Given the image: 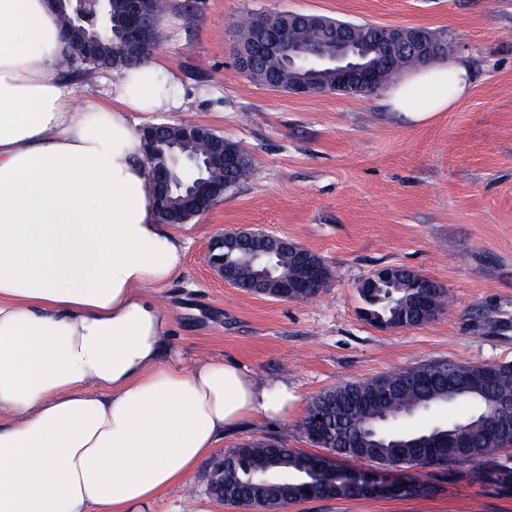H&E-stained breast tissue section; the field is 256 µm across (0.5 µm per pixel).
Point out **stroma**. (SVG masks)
Masks as SVG:
<instances>
[{"label": "stroma", "mask_w": 512, "mask_h": 512, "mask_svg": "<svg viewBox=\"0 0 512 512\" xmlns=\"http://www.w3.org/2000/svg\"><path fill=\"white\" fill-rule=\"evenodd\" d=\"M297 11L352 22L421 26L447 34L475 77L447 112H391L383 90L295 96L247 76L234 32L245 18ZM155 53L184 106L148 124L185 119L236 143L251 174L205 215L179 227L189 241L181 273L157 295L172 343L187 360L222 357L299 400L285 422L247 423L214 456L254 441L315 453L299 424L322 391L432 361L512 363V0H169ZM109 69L67 68L79 95L112 98ZM251 228L293 240L333 272L306 301L272 300L215 276L207 261L218 233ZM406 267L436 280L450 303L434 320L385 330L362 314L363 279ZM199 462L187 487L152 512H252L212 499ZM384 484H426L417 497L310 499L288 512H512V487L465 467L399 471L334 457Z\"/></svg>", "instance_id": "1"}]
</instances>
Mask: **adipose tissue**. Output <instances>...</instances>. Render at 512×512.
Returning a JSON list of instances; mask_svg holds the SVG:
<instances>
[{"mask_svg":"<svg viewBox=\"0 0 512 512\" xmlns=\"http://www.w3.org/2000/svg\"><path fill=\"white\" fill-rule=\"evenodd\" d=\"M51 0H0V512H145L225 435L296 396L169 342L156 289L185 241L159 219L136 112L179 108L157 56L75 111ZM462 58L411 72L393 112L466 98Z\"/></svg>","mask_w":512,"mask_h":512,"instance_id":"adipose-tissue-1","label":"adipose tissue"}]
</instances>
